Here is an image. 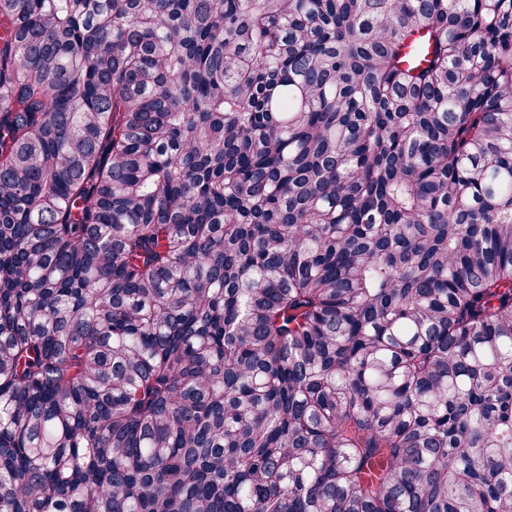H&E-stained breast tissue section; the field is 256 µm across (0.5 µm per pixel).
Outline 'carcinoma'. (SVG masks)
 Listing matches in <instances>:
<instances>
[{"instance_id": "1", "label": "carcinoma", "mask_w": 512, "mask_h": 512, "mask_svg": "<svg viewBox=\"0 0 512 512\" xmlns=\"http://www.w3.org/2000/svg\"><path fill=\"white\" fill-rule=\"evenodd\" d=\"M0 512H512V0H0Z\"/></svg>"}]
</instances>
